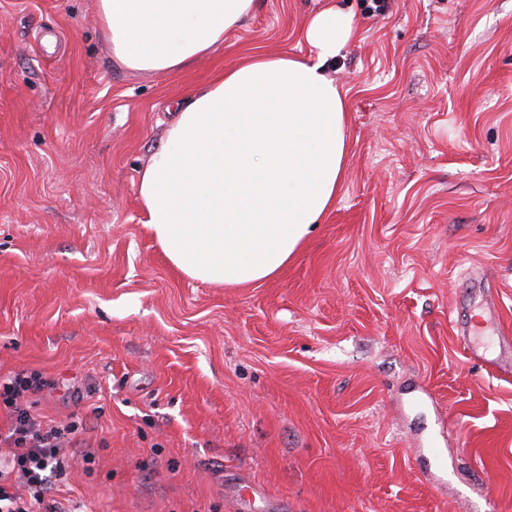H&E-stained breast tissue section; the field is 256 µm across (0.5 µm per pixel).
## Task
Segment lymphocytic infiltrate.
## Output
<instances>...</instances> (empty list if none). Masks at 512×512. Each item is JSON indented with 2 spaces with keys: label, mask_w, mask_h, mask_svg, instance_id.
I'll list each match as a JSON object with an SVG mask.
<instances>
[{
  "label": "lymphocytic infiltrate",
  "mask_w": 512,
  "mask_h": 512,
  "mask_svg": "<svg viewBox=\"0 0 512 512\" xmlns=\"http://www.w3.org/2000/svg\"><path fill=\"white\" fill-rule=\"evenodd\" d=\"M44 386L36 374L0 378V408L11 419L7 431L0 432V444L9 450L0 457V512H60L50 483L65 471L68 460L63 450L79 427L45 426L32 415L28 396Z\"/></svg>",
  "instance_id": "f902f5d3"
}]
</instances>
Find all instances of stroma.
<instances>
[{
	"label": "stroma",
	"instance_id": "obj_1",
	"mask_svg": "<svg viewBox=\"0 0 512 512\" xmlns=\"http://www.w3.org/2000/svg\"><path fill=\"white\" fill-rule=\"evenodd\" d=\"M338 4L336 203L218 288L151 239L139 174L189 85L308 54L318 0H258L169 77L113 58L96 0H0V376L82 426L65 512H232L241 478L246 512H512V0Z\"/></svg>",
	"mask_w": 512,
	"mask_h": 512
}]
</instances>
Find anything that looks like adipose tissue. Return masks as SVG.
<instances>
[{"label":"adipose tissue","mask_w":512,"mask_h":512,"mask_svg":"<svg viewBox=\"0 0 512 512\" xmlns=\"http://www.w3.org/2000/svg\"><path fill=\"white\" fill-rule=\"evenodd\" d=\"M255 0H97L126 68L172 75L223 48ZM360 31L336 0L307 17L308 55L256 51L176 103L139 176L151 235L185 277L263 282L300 251L344 181L348 107L325 69Z\"/></svg>","instance_id":"1"}]
</instances>
